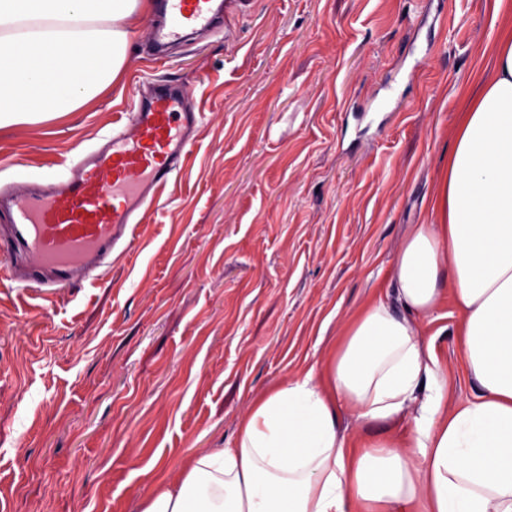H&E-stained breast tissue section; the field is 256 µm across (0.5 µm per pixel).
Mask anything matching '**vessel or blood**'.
<instances>
[{
    "label": "vessel or blood",
    "instance_id": "1",
    "mask_svg": "<svg viewBox=\"0 0 512 512\" xmlns=\"http://www.w3.org/2000/svg\"><path fill=\"white\" fill-rule=\"evenodd\" d=\"M227 0H159L162 24L145 37L158 51L186 32L225 21ZM186 91L162 85L119 113L98 146L75 147L67 171L46 186L21 184L5 197L0 225V281L53 294L90 281L128 253L139 217L183 168L201 115Z\"/></svg>",
    "mask_w": 512,
    "mask_h": 512
}]
</instances>
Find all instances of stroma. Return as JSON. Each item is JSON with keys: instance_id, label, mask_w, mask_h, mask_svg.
Instances as JSON below:
<instances>
[{"instance_id": "obj_1", "label": "stroma", "mask_w": 512, "mask_h": 512, "mask_svg": "<svg viewBox=\"0 0 512 512\" xmlns=\"http://www.w3.org/2000/svg\"><path fill=\"white\" fill-rule=\"evenodd\" d=\"M133 24L128 63L91 103L0 128V188L55 173L131 111L144 81L202 114L141 245L47 301L0 284V512H140L151 480L232 440L268 386L320 366L352 314L389 299L431 205L459 112L496 68L495 0H245L230 36L169 60ZM428 66L378 106L386 78ZM377 110L372 125L343 109ZM444 297L424 327L448 403L474 398Z\"/></svg>"}]
</instances>
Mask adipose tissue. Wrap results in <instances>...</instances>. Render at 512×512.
Masks as SVG:
<instances>
[{
    "instance_id": "1",
    "label": "adipose tissue",
    "mask_w": 512,
    "mask_h": 512,
    "mask_svg": "<svg viewBox=\"0 0 512 512\" xmlns=\"http://www.w3.org/2000/svg\"><path fill=\"white\" fill-rule=\"evenodd\" d=\"M149 0H0V128L88 104L120 76ZM440 221L414 225L392 302L349 320L320 371L256 399L234 438L153 484L141 512H512V30L444 165ZM477 395L447 405L448 375L424 324L444 292ZM358 420L408 435L373 440Z\"/></svg>"
}]
</instances>
